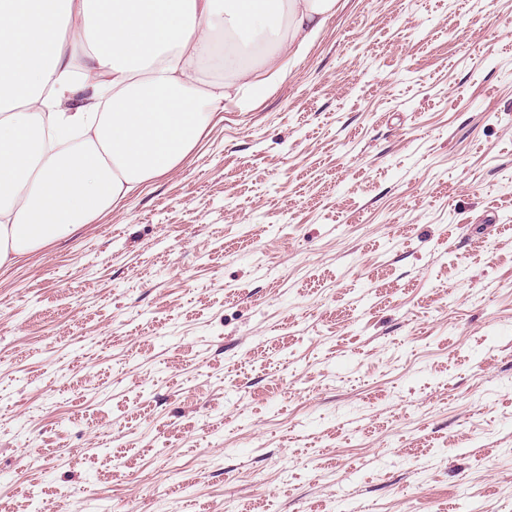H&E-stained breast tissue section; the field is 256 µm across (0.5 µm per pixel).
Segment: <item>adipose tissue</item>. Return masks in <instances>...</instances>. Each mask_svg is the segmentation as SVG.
<instances>
[{
  "label": "adipose tissue",
  "mask_w": 512,
  "mask_h": 512,
  "mask_svg": "<svg viewBox=\"0 0 512 512\" xmlns=\"http://www.w3.org/2000/svg\"><path fill=\"white\" fill-rule=\"evenodd\" d=\"M0 0V268L178 168L337 0ZM221 59L224 80L201 84Z\"/></svg>",
  "instance_id": "ef3b65f1"
}]
</instances>
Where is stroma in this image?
I'll return each instance as SVG.
<instances>
[{
    "mask_svg": "<svg viewBox=\"0 0 512 512\" xmlns=\"http://www.w3.org/2000/svg\"><path fill=\"white\" fill-rule=\"evenodd\" d=\"M281 64L0 269V512H512V0Z\"/></svg>",
    "mask_w": 512,
    "mask_h": 512,
    "instance_id": "1",
    "label": "stroma"
}]
</instances>
